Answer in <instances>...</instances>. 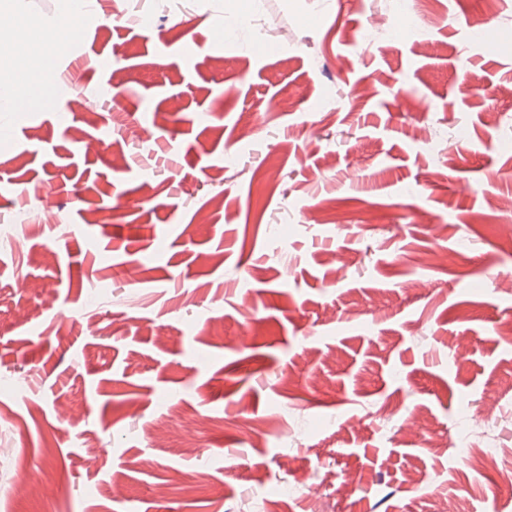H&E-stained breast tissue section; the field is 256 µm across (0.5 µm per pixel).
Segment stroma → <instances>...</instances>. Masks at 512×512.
I'll use <instances>...</instances> for the list:
<instances>
[{
	"mask_svg": "<svg viewBox=\"0 0 512 512\" xmlns=\"http://www.w3.org/2000/svg\"><path fill=\"white\" fill-rule=\"evenodd\" d=\"M132 2L55 94L103 103L0 138V512H512L458 453L512 446V0ZM492 418L489 417V415H478L475 418L471 420L470 423L467 424V440L468 442L463 443L460 445V448H458V451L462 455H471L473 451L476 450V448H473L472 442L477 439L481 438L486 430V427L489 423V421Z\"/></svg>",
	"mask_w": 512,
	"mask_h": 512,
	"instance_id": "1",
	"label": "stroma"
}]
</instances>
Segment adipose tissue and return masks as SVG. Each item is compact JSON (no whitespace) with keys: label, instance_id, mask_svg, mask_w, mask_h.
Here are the masks:
<instances>
[{"label":"adipose tissue","instance_id":"obj_1","mask_svg":"<svg viewBox=\"0 0 512 512\" xmlns=\"http://www.w3.org/2000/svg\"><path fill=\"white\" fill-rule=\"evenodd\" d=\"M86 3L87 0H68L65 15L44 22L31 20L23 0H0V9L11 12L16 19L14 32L0 38L13 45L11 57L15 61L13 74L0 79V112L11 111L14 89L20 84L31 89L38 104L51 105L52 89L43 74L66 51L68 33L85 17Z\"/></svg>","mask_w":512,"mask_h":512}]
</instances>
